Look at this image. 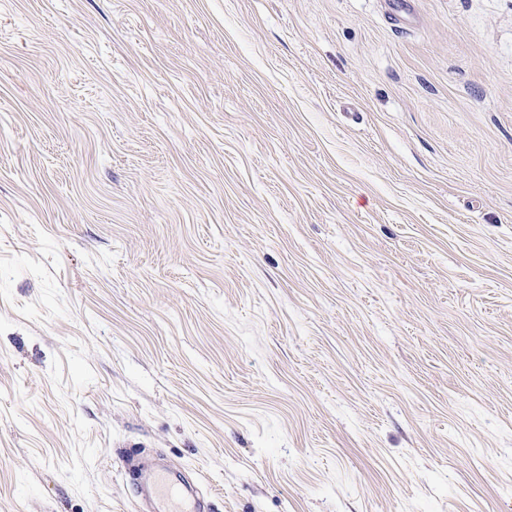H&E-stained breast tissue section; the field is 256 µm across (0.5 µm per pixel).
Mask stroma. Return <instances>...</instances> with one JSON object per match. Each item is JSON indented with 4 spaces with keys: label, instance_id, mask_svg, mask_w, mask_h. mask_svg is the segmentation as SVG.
<instances>
[{
    "label": "stroma",
    "instance_id": "1",
    "mask_svg": "<svg viewBox=\"0 0 512 512\" xmlns=\"http://www.w3.org/2000/svg\"><path fill=\"white\" fill-rule=\"evenodd\" d=\"M0 0V512H512V0ZM146 481L151 494L152 512L200 511V502L196 500L187 501L178 488L170 481L167 470L155 469L151 471L147 475ZM176 503L180 505L179 510L174 509Z\"/></svg>",
    "mask_w": 512,
    "mask_h": 512
}]
</instances>
